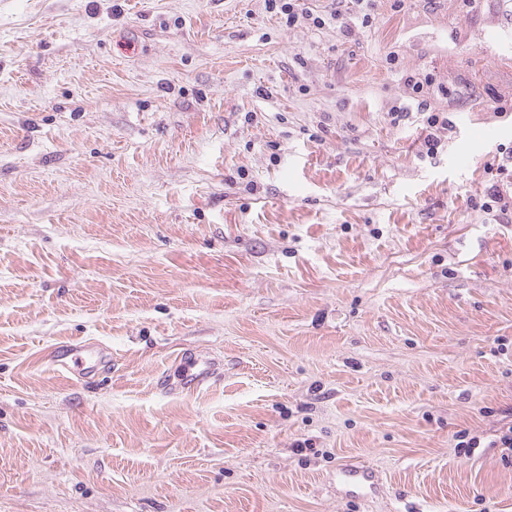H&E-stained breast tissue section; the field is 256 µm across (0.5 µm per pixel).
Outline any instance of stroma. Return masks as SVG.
<instances>
[{"label":"stroma","mask_w":512,"mask_h":512,"mask_svg":"<svg viewBox=\"0 0 512 512\" xmlns=\"http://www.w3.org/2000/svg\"><path fill=\"white\" fill-rule=\"evenodd\" d=\"M408 73L449 88L432 156L391 121ZM503 149L512 0H377L348 37L0 0V512H512ZM85 339L111 372L61 376ZM181 351L219 366L168 395ZM338 474L342 477L343 482L351 493H354L356 489L364 486L366 483L374 484L376 478L371 468L360 462L339 468Z\"/></svg>","instance_id":"obj_1"}]
</instances>
